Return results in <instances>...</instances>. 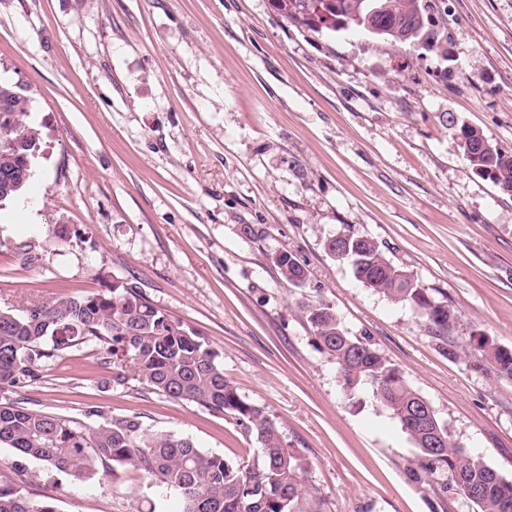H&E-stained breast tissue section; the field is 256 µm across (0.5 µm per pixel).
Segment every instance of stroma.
I'll use <instances>...</instances> for the list:
<instances>
[{"instance_id":"stroma-1","label":"stroma","mask_w":512,"mask_h":512,"mask_svg":"<svg viewBox=\"0 0 512 512\" xmlns=\"http://www.w3.org/2000/svg\"><path fill=\"white\" fill-rule=\"evenodd\" d=\"M437 45L291 22L272 0H0V81L41 132L20 200L0 203V309L134 283L198 330L225 378L312 464L328 512H477L372 400L341 388L303 308L330 304L434 407L455 442L512 479V381L477 338L512 347V196L473 173L459 125L512 149V0H424ZM252 226L254 235L243 234ZM358 232L456 314L435 335L363 287L329 238ZM293 253L303 285L272 256ZM96 342L59 352L7 399L95 428L135 417L209 454L252 460L235 422L114 385ZM57 512H180L134 467L47 481Z\"/></svg>"}]
</instances>
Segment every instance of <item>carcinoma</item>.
I'll return each instance as SVG.
<instances>
[{
  "mask_svg": "<svg viewBox=\"0 0 512 512\" xmlns=\"http://www.w3.org/2000/svg\"><path fill=\"white\" fill-rule=\"evenodd\" d=\"M294 22L329 30L366 29L362 23L377 9L378 22L395 28L428 23L422 0H275ZM0 203L15 200L32 177L40 132L23 123L31 100L15 86L0 82ZM25 135L24 142L17 141ZM458 147L471 170L512 196V151L484 132L462 125ZM327 250L352 264L364 287L416 308L429 328L444 336L456 315L448 303L431 298L402 267L387 259L372 238L350 232ZM283 279L298 285L307 272L286 250L273 255ZM319 351L336 363L343 388L354 395L364 382L374 400L395 419L418 448L416 480L445 475L458 492L470 489L478 512H512V481L479 455L457 444L436 412L423 413L425 398L371 344L348 334L336 311L317 302L305 309ZM89 341L107 346L115 357L112 381L129 375L173 399L193 403L235 421L255 440L260 455L248 462L207 454L188 438L148 432L135 418H118L96 429L44 413L17 401H0V445L40 462L49 476L94 479L100 469L132 466L175 492L182 512H326V502L309 484L311 463L290 447L277 422L240 395L225 377L219 354L201 333L152 304L138 287L115 281L106 293L59 297L31 304L22 315L0 310V391L39 378L41 363L67 348ZM477 349L503 379L512 380V349L477 342ZM438 447H433V442ZM0 512H56L48 501H34L21 483L0 482Z\"/></svg>",
  "mask_w": 512,
  "mask_h": 512,
  "instance_id": "cac0c4a2",
  "label": "carcinoma"
}]
</instances>
